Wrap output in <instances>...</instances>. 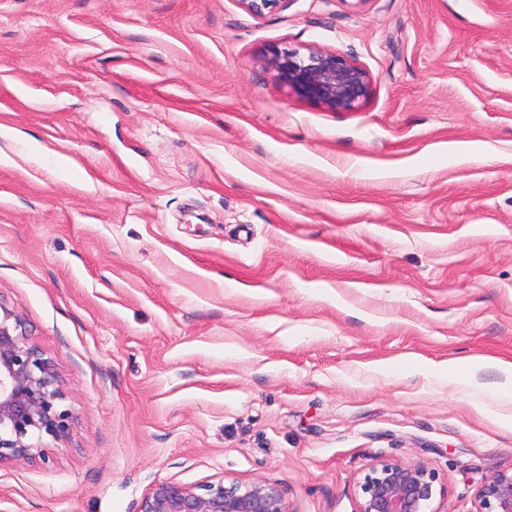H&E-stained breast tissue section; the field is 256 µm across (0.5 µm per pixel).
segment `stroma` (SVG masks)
Segmentation results:
<instances>
[{
    "instance_id": "1",
    "label": "stroma",
    "mask_w": 512,
    "mask_h": 512,
    "mask_svg": "<svg viewBox=\"0 0 512 512\" xmlns=\"http://www.w3.org/2000/svg\"><path fill=\"white\" fill-rule=\"evenodd\" d=\"M372 77L332 112L270 51ZM0 303L74 414L0 512H140L163 480L356 512L379 458L443 512L512 471V0H0ZM432 374H425V366ZM487 364H492L493 366L506 373L509 377V381L502 385L498 389L497 393L493 396V401L503 406L510 404L512 402V363H504L502 361L493 359H482L476 362L475 366H482Z\"/></svg>"
}]
</instances>
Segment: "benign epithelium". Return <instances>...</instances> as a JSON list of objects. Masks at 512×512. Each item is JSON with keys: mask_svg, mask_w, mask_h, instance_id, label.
<instances>
[{"mask_svg": "<svg viewBox=\"0 0 512 512\" xmlns=\"http://www.w3.org/2000/svg\"><path fill=\"white\" fill-rule=\"evenodd\" d=\"M255 16L284 0H239ZM274 79L296 98L328 110L353 111L371 94L369 72L338 51L309 48L275 50L267 58ZM55 361L31 343L25 323L0 304V463L49 461L41 440L69 434L72 412L63 406ZM357 512H440L430 509L447 488L425 462L378 459L355 483ZM476 512H512V473L501 472L483 484ZM140 512H286L281 490L267 481L224 483L220 478L190 486L158 482L143 498Z\"/></svg>", "mask_w": 512, "mask_h": 512, "instance_id": "benign-epithelium-1", "label": "benign epithelium"}]
</instances>
